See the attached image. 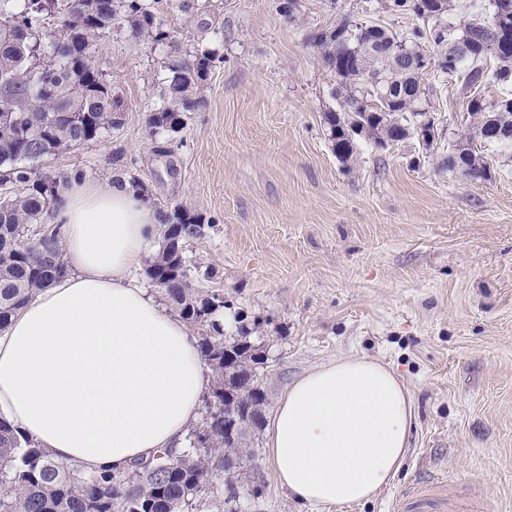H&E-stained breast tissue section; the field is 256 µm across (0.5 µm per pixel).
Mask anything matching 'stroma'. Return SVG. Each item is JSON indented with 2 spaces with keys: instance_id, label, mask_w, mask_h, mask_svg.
I'll return each instance as SVG.
<instances>
[{
  "instance_id": "1",
  "label": "stroma",
  "mask_w": 512,
  "mask_h": 512,
  "mask_svg": "<svg viewBox=\"0 0 512 512\" xmlns=\"http://www.w3.org/2000/svg\"><path fill=\"white\" fill-rule=\"evenodd\" d=\"M159 17L182 50L218 47L207 105L184 129L150 139L146 117L160 102L168 47L110 36L95 47L121 106L105 138L49 158L87 180L141 179L155 203L188 204L205 217L187 258L215 268L207 280L231 310L261 321V416L247 431V477L214 476L201 512H390L394 497L440 474L448 491L512 512V150L489 149L488 181L441 169L448 143L474 121L459 82L425 72L424 105L437 142L379 151L359 142L344 165L324 115L337 109L334 74L312 37L344 18L402 33L415 17L386 0H209ZM363 356L405 382L413 428L403 466L372 501L315 509L273 475L264 433L281 392L308 370Z\"/></svg>"
}]
</instances>
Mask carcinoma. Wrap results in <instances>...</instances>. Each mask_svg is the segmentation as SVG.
Wrapping results in <instances>:
<instances>
[{
    "label": "carcinoma",
    "mask_w": 512,
    "mask_h": 512,
    "mask_svg": "<svg viewBox=\"0 0 512 512\" xmlns=\"http://www.w3.org/2000/svg\"><path fill=\"white\" fill-rule=\"evenodd\" d=\"M162 0H0V332L11 317L33 301L54 280L68 274L60 247L62 228L41 240L28 238V226L46 223L51 203L68 186L65 172L41 167L63 151L99 140L116 127L118 97L92 49L102 38L119 34L143 44L168 45L171 32L158 20ZM441 16L428 28L397 33L387 27L374 37L351 35L343 19L313 39L323 64L336 75L333 94L340 110L325 115L328 139L336 158H356L358 140L385 148L417 138L434 145L431 127L417 126L427 110L422 83L410 77L399 50L424 58L422 44L444 47L435 70L443 78H462L469 92L468 114L476 119L475 134L455 148L457 160L443 166L473 181L489 180L491 165L484 156L485 132L502 131L500 149L512 146V16L488 31L468 22L457 29L448 22L452 0H439ZM395 13L411 12L427 19L429 0H387ZM224 61L219 49L201 47L174 53L164 61L162 103L147 115L150 138L178 133L190 112L206 104L208 72ZM510 87L491 101L488 84ZM160 223L159 249L145 268L170 307L197 331L204 363L213 379L205 412L189 430L183 452L164 450L125 469L85 473L54 459L32 439L0 418V512H198L204 493L224 457L246 465L245 448L224 441V389L263 404L256 353L248 337L262 322L248 327L235 313L237 333L224 334L217 314L228 308L224 291L198 286V276L212 279L213 268L200 270L186 259L184 247L201 234L204 223L195 209L178 204L154 205Z\"/></svg>",
    "instance_id": "1"
}]
</instances>
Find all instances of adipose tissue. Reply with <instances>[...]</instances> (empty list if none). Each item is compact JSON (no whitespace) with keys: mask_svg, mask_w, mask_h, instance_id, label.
Segmentation results:
<instances>
[{"mask_svg":"<svg viewBox=\"0 0 512 512\" xmlns=\"http://www.w3.org/2000/svg\"><path fill=\"white\" fill-rule=\"evenodd\" d=\"M49 221L74 272L0 335V416L86 471L182 448L210 379L187 324L133 277L159 237L153 208L128 182L75 179ZM412 420L395 370L343 357L288 386L265 447L299 502L368 501L396 478Z\"/></svg>","mask_w":512,"mask_h":512,"instance_id":"adipose-tissue-1","label":"adipose tissue"}]
</instances>
